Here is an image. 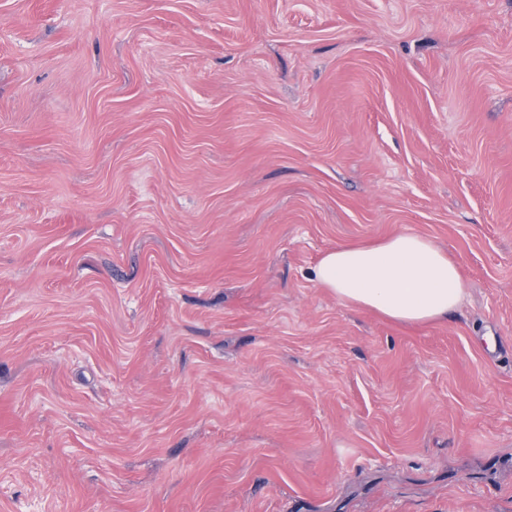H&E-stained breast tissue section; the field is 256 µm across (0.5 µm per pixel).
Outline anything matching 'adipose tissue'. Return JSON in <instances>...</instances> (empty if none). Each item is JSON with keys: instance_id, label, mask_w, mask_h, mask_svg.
<instances>
[{"instance_id": "obj_1", "label": "adipose tissue", "mask_w": 512, "mask_h": 512, "mask_svg": "<svg viewBox=\"0 0 512 512\" xmlns=\"http://www.w3.org/2000/svg\"><path fill=\"white\" fill-rule=\"evenodd\" d=\"M314 277L340 301L402 322L445 317L464 294L460 268L447 251L409 233L338 245L320 258Z\"/></svg>"}]
</instances>
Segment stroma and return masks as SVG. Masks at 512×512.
I'll use <instances>...</instances> for the list:
<instances>
[{
    "label": "stroma",
    "instance_id": "stroma-1",
    "mask_svg": "<svg viewBox=\"0 0 512 512\" xmlns=\"http://www.w3.org/2000/svg\"><path fill=\"white\" fill-rule=\"evenodd\" d=\"M0 512H512V0H0ZM314 277L340 301L402 322L445 317L464 294L448 252L409 233L372 245H338L320 258Z\"/></svg>",
    "mask_w": 512,
    "mask_h": 512
}]
</instances>
